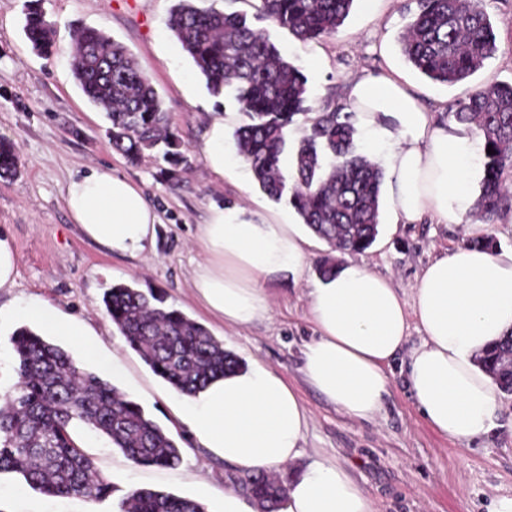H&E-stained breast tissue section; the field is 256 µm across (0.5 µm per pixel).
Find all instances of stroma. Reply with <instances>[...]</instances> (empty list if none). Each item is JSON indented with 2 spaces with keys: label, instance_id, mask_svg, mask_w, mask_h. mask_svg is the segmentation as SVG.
<instances>
[{
  "label": "stroma",
  "instance_id": "35a3bbf8",
  "mask_svg": "<svg viewBox=\"0 0 512 512\" xmlns=\"http://www.w3.org/2000/svg\"><path fill=\"white\" fill-rule=\"evenodd\" d=\"M29 0H0V139L15 144L18 175L0 180V231L12 241L18 262L16 283L0 289V396L17 381L10 343L18 321L14 309L51 302L61 317L85 321L93 331L97 359L83 356L64 337L53 342L76 362L104 379L112 377V358L120 356L127 376L120 388L177 443L180 462L171 468L138 466L104 436L77 425L74 436L92 456L114 490L93 503L52 498L32 490L17 475L0 476V512H117L121 499L137 488L188 496L206 512H224L225 487H238L242 470L202 447L182 421L171 387L155 375L105 312L103 297L112 285L126 283L154 291L166 306L183 311L222 341L243 363L258 360L283 373L299 392L309 413L303 453L278 472L282 483L303 471L317 456L336 458L373 499L377 512H493L496 501L512 497V394H502L498 426L468 445L441 436L420 414L399 371L381 411L360 421L338 411L306 384L300 372L301 349L313 336L309 292L320 279L317 262L334 255L352 260L390 279L411 298L423 268L485 235L497 251L512 250V212L495 224L480 222L467 209L460 223L444 225L425 218L397 222L388 204L380 206L379 234L361 253H336L317 236L305 246L304 267L277 272L265 286L272 302L269 319L240 329L224 327L196 301L191 277L202 261L198 226L211 206H243L248 216L279 214L298 222L287 202L272 200L237 153L235 132L247 121L237 104L211 94L192 59L167 26L174 0H39L55 30L51 56L33 51L24 32ZM498 50L469 79L447 87L419 74L400 52L399 37L416 0H355L349 17L330 36L305 44L286 29L265 24L270 41L307 79L306 107L318 112L334 101L345 103L351 76L366 72L399 79L425 105L432 123L467 138L474 150L468 198L476 200L482 172L480 137L452 116L456 103L478 87L512 83V0H484ZM95 28L124 45L151 81L182 142L186 161L169 173L161 153L138 161L115 152L105 113L89 103L72 71L68 48L79 28ZM224 118L226 175L205 161V133L216 116ZM108 166L142 189L160 222L155 243L132 258L107 253L79 233L64 204L71 175Z\"/></svg>",
  "mask_w": 512,
  "mask_h": 512
}]
</instances>
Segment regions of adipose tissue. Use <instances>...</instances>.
I'll list each match as a JSON object with an SVG mask.
<instances>
[{
	"label": "adipose tissue",
	"instance_id": "ef3b65f1",
	"mask_svg": "<svg viewBox=\"0 0 512 512\" xmlns=\"http://www.w3.org/2000/svg\"><path fill=\"white\" fill-rule=\"evenodd\" d=\"M348 99L370 136L388 144L393 174L390 206L398 220L423 216L457 224L465 210L464 137L430 124L419 100L391 76L357 75ZM396 118L399 130L380 126ZM64 203L82 234L122 256L153 245L158 214L143 192L111 168L96 166L70 178ZM198 241L205 255L192 278L203 307L228 328L269 318L263 286L270 274L300 270L306 236L300 225L277 216L246 219L241 209L212 207ZM316 335L302 350L305 381L327 402L357 420L373 418L390 392V361L405 353L404 373L428 424L450 440L468 444L497 426L501 399L476 359L512 333V252L469 246L424 268L411 299L366 266L348 262L310 292ZM23 321L51 336L69 338L84 354L93 349L83 321H59L51 304L23 312ZM421 342L407 346L410 321ZM181 413L202 447L219 452L244 471L275 470L298 459L309 416L286 377L262 362L212 381L194 396L179 395ZM279 512H375L350 473L331 457L295 476Z\"/></svg>",
	"mask_w": 512,
	"mask_h": 512
}]
</instances>
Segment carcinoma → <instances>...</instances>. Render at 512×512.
<instances>
[{
	"label": "carcinoma",
	"instance_id": "obj_1",
	"mask_svg": "<svg viewBox=\"0 0 512 512\" xmlns=\"http://www.w3.org/2000/svg\"><path fill=\"white\" fill-rule=\"evenodd\" d=\"M259 16L306 43L336 32L355 0H259ZM183 49L216 95L235 101L249 123L235 132L238 153L260 188L273 200L285 199L320 238L341 252H361L376 240L380 224L381 166L357 150L356 128L343 105H326L300 138L293 168L285 175L281 157L295 117L307 115L306 78L270 42L265 30L250 26L237 12L200 9L176 0L168 20ZM25 34L33 50L55 46L51 26L38 9H28ZM401 50L428 79L454 85L480 70L496 50L489 15L480 0H418L400 36ZM74 76L84 95L105 111L112 148L134 161L163 147L171 166L185 162L181 141L170 132L162 100L136 67L127 48L97 29L79 31L71 51ZM456 121L476 130L484 154L476 210L493 224L512 211V84L474 90L454 112ZM19 171L15 146L0 140V178ZM105 310L129 346L151 370L177 391L195 395L212 380L242 368L199 322L164 306L151 294L126 284L112 286ZM11 343L17 382L0 408V475L16 473L35 491L53 497L97 501L112 482L72 438L82 423L106 437L138 466L170 467L180 461L175 441L143 408L96 373L76 365L70 353L24 327ZM512 335L487 349L479 361L499 390L512 393ZM265 509L285 488L264 472L242 481ZM119 512H205L196 500L170 492L135 489Z\"/></svg>",
	"mask_w": 512,
	"mask_h": 512
}]
</instances>
